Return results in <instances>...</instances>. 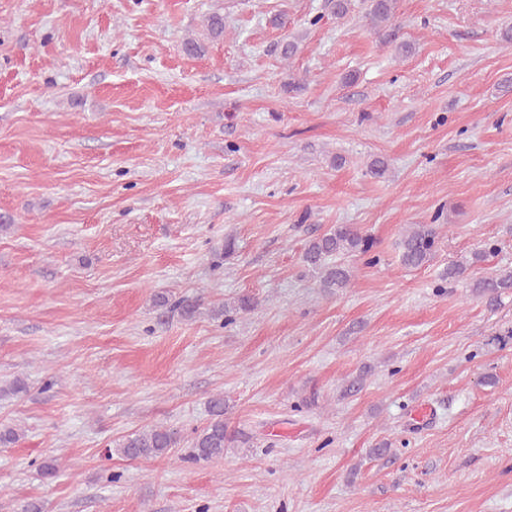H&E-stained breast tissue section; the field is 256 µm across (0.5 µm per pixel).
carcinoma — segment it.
Instances as JSON below:
<instances>
[{
	"label": "carcinoma",
	"instance_id": "carcinoma-1",
	"mask_svg": "<svg viewBox=\"0 0 512 512\" xmlns=\"http://www.w3.org/2000/svg\"><path fill=\"white\" fill-rule=\"evenodd\" d=\"M398 10V0H370L364 15L367 24L377 32L393 25ZM440 239V225L411 224L404 232L401 242V263L407 268H418L434 259ZM374 241L355 224H335L325 233L307 241L303 252V262L317 272L320 287L335 294L353 284L354 263L372 251ZM497 246L487 242L484 248L475 250L465 261L452 260L443 273V279L457 281L468 277L467 271L488 255ZM471 294L491 309H496L505 295H512V269L498 270L489 275L471 279ZM155 306H167L180 312L182 318L191 320L200 314L202 299L183 296L174 303L169 298L157 295ZM257 302L248 295H242L231 303L210 310L216 318L231 317L247 313L256 307ZM210 419L206 426L194 432L190 439L188 459L198 462H214L224 458V448L231 440L224 424L226 407L224 396L217 394L208 401ZM175 433L154 426L128 435L116 445V452L128 459H149L167 456L176 447Z\"/></svg>",
	"mask_w": 512,
	"mask_h": 512
}]
</instances>
